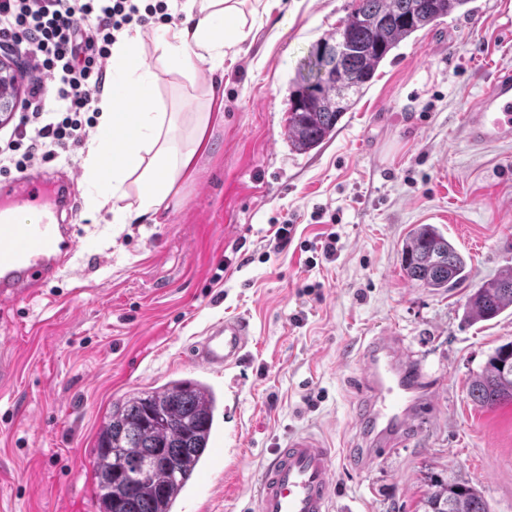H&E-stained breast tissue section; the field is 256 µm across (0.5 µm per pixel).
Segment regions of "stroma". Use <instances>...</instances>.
<instances>
[{
    "label": "stroma",
    "mask_w": 512,
    "mask_h": 512,
    "mask_svg": "<svg viewBox=\"0 0 512 512\" xmlns=\"http://www.w3.org/2000/svg\"><path fill=\"white\" fill-rule=\"evenodd\" d=\"M355 0H276L224 66L217 149L159 224L88 216L86 148L42 163L66 178L81 248L31 295L0 301V512H97L93 462L113 403L176 379L219 394L214 441L178 512H255L271 448L301 431L338 453L360 445L362 347L393 336L424 367L432 403L418 434L368 468L332 467V512H424L428 474L469 484L512 512V401L468 391L512 341V310L464 320L468 293L512 268V142L476 149L462 116L512 70V0H468L392 50L335 132L300 153L290 95L316 44ZM292 220V241L276 229ZM433 224L470 259L451 291L408 281L403 246ZM336 237V254L321 246ZM246 318L248 357L223 374L191 361L213 323Z\"/></svg>",
    "instance_id": "obj_1"
}]
</instances>
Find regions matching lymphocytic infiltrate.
<instances>
[{
	"label": "lymphocytic infiltrate",
	"mask_w": 512,
	"mask_h": 512,
	"mask_svg": "<svg viewBox=\"0 0 512 512\" xmlns=\"http://www.w3.org/2000/svg\"><path fill=\"white\" fill-rule=\"evenodd\" d=\"M164 10L163 0H0V47L34 63L23 110L0 140V169L22 173L83 143L112 46Z\"/></svg>",
	"instance_id": "1"
}]
</instances>
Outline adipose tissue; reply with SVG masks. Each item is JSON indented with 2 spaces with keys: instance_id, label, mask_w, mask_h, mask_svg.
<instances>
[{
  "instance_id": "adipose-tissue-1",
  "label": "adipose tissue",
  "mask_w": 512,
  "mask_h": 512,
  "mask_svg": "<svg viewBox=\"0 0 512 512\" xmlns=\"http://www.w3.org/2000/svg\"><path fill=\"white\" fill-rule=\"evenodd\" d=\"M271 0H181V22H169L143 41L125 33L112 48L110 88L98 104L99 129L85 159L89 208L109 209L116 224L161 223L200 155L212 152L210 127L224 120V92L203 78L222 69L252 37L256 16ZM152 43L159 62L198 89L195 112H172L155 96L156 75L143 63ZM148 101L133 110L131 92Z\"/></svg>"
}]
</instances>
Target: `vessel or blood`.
Instances as JSON below:
<instances>
[{"label":"vessel or blood","instance_id":"1","mask_svg":"<svg viewBox=\"0 0 512 512\" xmlns=\"http://www.w3.org/2000/svg\"><path fill=\"white\" fill-rule=\"evenodd\" d=\"M463 132L476 147L512 141V71L499 72L488 94L465 113ZM45 184L30 174L20 194H0V298L30 293L53 279L77 250L74 227L60 221L57 206H44ZM35 205L39 218L19 220L21 206ZM251 330L239 318L210 325L193 348V363L220 373L237 366ZM367 398L356 418L370 446L351 458L369 466L381 453L400 447L414 435L428 398L422 395L425 373L420 361L399 352L392 337L371 339L363 350ZM336 451L319 434L288 435L263 464L256 488L257 512H332L331 469Z\"/></svg>","mask_w":512,"mask_h":512}]
</instances>
